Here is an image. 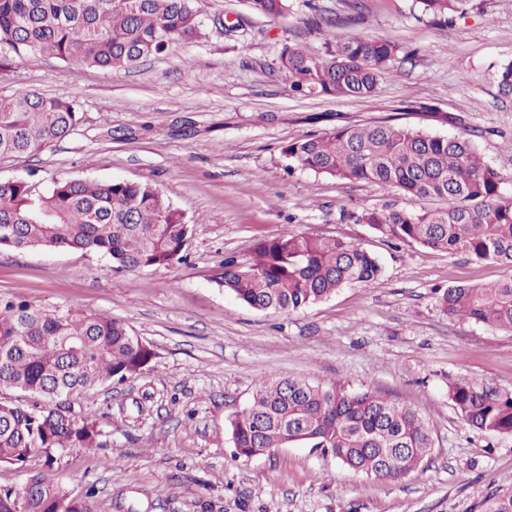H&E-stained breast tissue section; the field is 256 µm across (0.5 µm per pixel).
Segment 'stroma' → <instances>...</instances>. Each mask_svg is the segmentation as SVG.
Here are the masks:
<instances>
[{
    "instance_id": "1",
    "label": "stroma",
    "mask_w": 512,
    "mask_h": 512,
    "mask_svg": "<svg viewBox=\"0 0 512 512\" xmlns=\"http://www.w3.org/2000/svg\"><path fill=\"white\" fill-rule=\"evenodd\" d=\"M278 18L250 0H201L203 35L128 69L17 56L0 43V95L36 90L74 100L83 121L38 155L0 159V180L38 190L60 178L148 181L186 216L188 257L117 272L83 250L0 249V295L44 309L105 313L150 344L147 370L77 396L101 421L103 447L53 461L0 464V488L25 471L81 491L98 512H484L512 488V436L470 426L449 383L477 380L512 395V332L448 318L436 295L501 279L504 268L404 243L361 221L368 209H413L395 189L290 168L288 142L385 120L469 137L512 191V0H469L452 25L415 0H288ZM333 20L319 31L323 20ZM355 33L402 49L367 100L294 91L278 70L283 44L324 52ZM286 232L335 236L372 253L373 283L343 287L288 315L252 309L216 276ZM339 381L416 409L434 447L398 481L353 474L308 444L239 458L228 422L261 378Z\"/></svg>"
}]
</instances>
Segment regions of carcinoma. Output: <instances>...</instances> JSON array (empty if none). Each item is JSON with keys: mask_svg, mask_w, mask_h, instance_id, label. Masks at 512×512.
I'll return each instance as SVG.
<instances>
[{"mask_svg": "<svg viewBox=\"0 0 512 512\" xmlns=\"http://www.w3.org/2000/svg\"><path fill=\"white\" fill-rule=\"evenodd\" d=\"M466 2L416 0L422 14L448 24ZM251 4L270 18L287 9L286 0ZM198 16L196 0H0V43L18 54L125 69L174 40L200 37ZM398 53L389 40L363 34L329 41L321 55L285 44L279 71L302 95L365 99ZM81 121L71 100L35 91L1 96L0 158L35 155ZM282 153L293 168L444 202L433 209L370 210L361 220L396 240L500 264L508 271L503 279L452 286L438 303L451 318L512 331V193L469 138L380 122L291 141ZM190 234L184 214L147 181L61 178L45 193L24 179L0 181V248L82 249L134 272L180 261ZM380 274L376 257L358 245L286 233L260 242L246 262L224 258L218 279L256 310L290 314ZM153 357L149 345L110 316L0 296V390L40 399L31 406L0 401V464L21 467L59 448L101 447L99 421L77 418L71 399L138 376ZM448 399L474 428L512 435V396L462 378L448 385ZM230 426L241 457L305 442L354 474L391 481L417 469L433 448L429 424L416 410L340 382L299 377L258 380ZM30 479L44 494H28L24 483L0 489V512H96L94 487L75 493L36 474ZM488 512H512V492L493 495Z\"/></svg>", "mask_w": 512, "mask_h": 512, "instance_id": "cac0c4a2", "label": "carcinoma"}]
</instances>
